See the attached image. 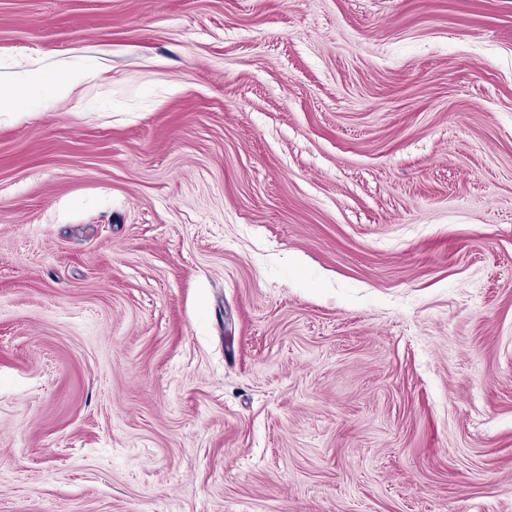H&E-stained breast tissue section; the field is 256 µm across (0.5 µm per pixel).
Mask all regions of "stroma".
Segmentation results:
<instances>
[{"mask_svg": "<svg viewBox=\"0 0 512 512\" xmlns=\"http://www.w3.org/2000/svg\"><path fill=\"white\" fill-rule=\"evenodd\" d=\"M0 512H512V0H0ZM12 68L10 75L0 81V112H13L19 118L70 99L102 74L101 70L83 65L59 70L39 66Z\"/></svg>", "mask_w": 512, "mask_h": 512, "instance_id": "1", "label": "stroma"}]
</instances>
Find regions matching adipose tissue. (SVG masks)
I'll return each mask as SVG.
<instances>
[{
	"instance_id": "ef3b65f1",
	"label": "adipose tissue",
	"mask_w": 512,
	"mask_h": 512,
	"mask_svg": "<svg viewBox=\"0 0 512 512\" xmlns=\"http://www.w3.org/2000/svg\"><path fill=\"white\" fill-rule=\"evenodd\" d=\"M100 76V71L83 65L57 70L39 66L13 67L9 76L0 80V112L22 117L57 105Z\"/></svg>"
}]
</instances>
